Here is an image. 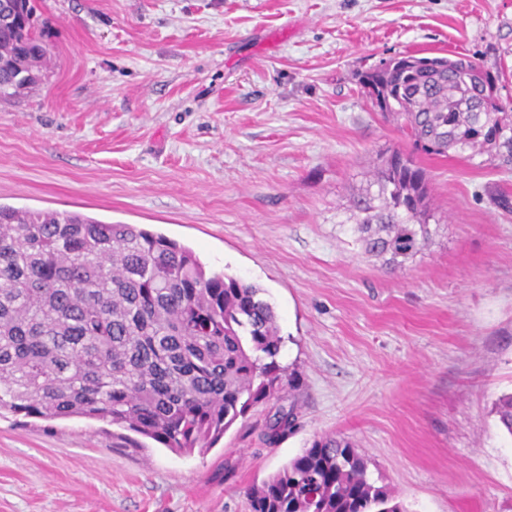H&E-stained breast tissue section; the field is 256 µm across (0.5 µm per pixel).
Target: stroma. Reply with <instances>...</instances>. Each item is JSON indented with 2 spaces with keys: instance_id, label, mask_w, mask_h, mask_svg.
I'll return each mask as SVG.
<instances>
[{
  "instance_id": "1",
  "label": "stroma",
  "mask_w": 512,
  "mask_h": 512,
  "mask_svg": "<svg viewBox=\"0 0 512 512\" xmlns=\"http://www.w3.org/2000/svg\"><path fill=\"white\" fill-rule=\"evenodd\" d=\"M51 60L0 101V203L135 224L263 289L296 390L207 452L0 411V512H249L248 489L330 434L407 512H512V165L416 153L431 238L397 270L350 205L411 150L365 94L400 55L466 56L512 113V0H36ZM296 427L277 443V416Z\"/></svg>"
}]
</instances>
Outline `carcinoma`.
<instances>
[{
	"label": "carcinoma",
	"instance_id": "carcinoma-1",
	"mask_svg": "<svg viewBox=\"0 0 512 512\" xmlns=\"http://www.w3.org/2000/svg\"><path fill=\"white\" fill-rule=\"evenodd\" d=\"M0 25V99L23 95L48 62L35 0ZM467 58L401 56L362 86L415 149L486 152L512 164V114ZM353 202L357 242L393 270L430 237V181L399 149L379 154ZM283 338L260 288L207 274L194 252L133 224L0 204V409L118 425L176 452H206L285 383ZM512 435V394L495 404ZM290 409L269 440L293 431ZM250 512H406L371 482L350 440L320 436L247 492Z\"/></svg>",
	"mask_w": 512,
	"mask_h": 512
}]
</instances>
